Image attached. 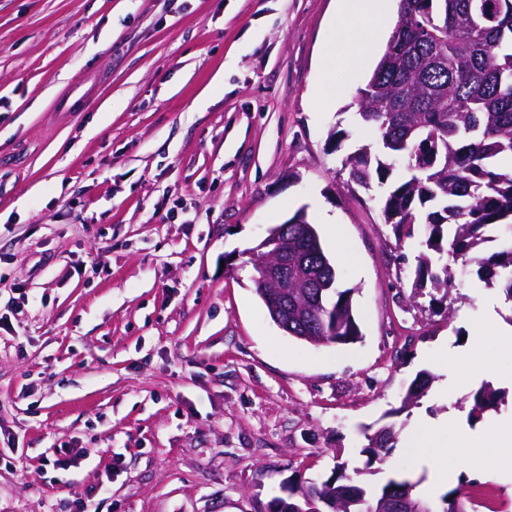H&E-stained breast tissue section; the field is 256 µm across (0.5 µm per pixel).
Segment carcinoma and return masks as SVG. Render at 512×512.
<instances>
[{"mask_svg": "<svg viewBox=\"0 0 512 512\" xmlns=\"http://www.w3.org/2000/svg\"><path fill=\"white\" fill-rule=\"evenodd\" d=\"M385 49L358 97L360 121L377 135L376 153L363 148L343 167L368 190L384 183L387 160L405 156L411 175L394 184L382 206L384 223L398 242L419 238L411 287L448 297L453 266H476L479 280L498 285L512 301V0H399ZM503 227L498 250L490 231ZM288 242L306 252L311 275L332 282L319 289L321 318L310 325L288 310V335L320 345L350 344L361 331L351 290L338 276L320 234L299 210L280 224ZM502 401L491 385L472 395L469 416L478 419ZM394 438L368 437V461L382 460ZM336 476L301 491L296 505L318 512H371L388 493L413 488L390 480L379 492L353 484L345 463Z\"/></svg>", "mask_w": 512, "mask_h": 512, "instance_id": "1", "label": "carcinoma"}]
</instances>
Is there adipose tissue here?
<instances>
[{
  "mask_svg": "<svg viewBox=\"0 0 512 512\" xmlns=\"http://www.w3.org/2000/svg\"><path fill=\"white\" fill-rule=\"evenodd\" d=\"M379 10V0H338L337 23L343 40L335 63H349L354 52L363 45L362 20L374 17ZM417 427L429 440L447 446L445 457L431 469V485L444 483L456 470L471 467V452L475 449L493 457L500 469L512 472V451L500 447L492 431H469L451 415L442 419H421Z\"/></svg>",
  "mask_w": 512,
  "mask_h": 512,
  "instance_id": "1",
  "label": "adipose tissue"
}]
</instances>
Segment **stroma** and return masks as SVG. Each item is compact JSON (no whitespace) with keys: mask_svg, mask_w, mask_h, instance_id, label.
I'll return each instance as SVG.
<instances>
[{"mask_svg":"<svg viewBox=\"0 0 512 512\" xmlns=\"http://www.w3.org/2000/svg\"><path fill=\"white\" fill-rule=\"evenodd\" d=\"M336 0H0V512H268L346 465L354 484L427 480L420 414L512 418V350L485 338L468 384L432 363L467 349L499 289L457 267L413 292L415 241L381 207L406 175L347 182L373 144L357 93L398 13L335 58ZM352 292L362 337L314 346L267 316L246 254L297 210ZM335 235H328L326 219ZM427 394L404 407L411 384ZM395 445L369 463L367 438ZM72 457L75 467L54 468ZM478 512H512V476L467 469ZM472 404L469 410L471 419H478L484 412L495 409L502 401V393L489 384L481 386L472 396Z\"/></svg>","mask_w":512,"mask_h":512,"instance_id":"35a3bbf8","label":"stroma"}]
</instances>
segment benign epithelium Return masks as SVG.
I'll use <instances>...</instances> for the list:
<instances>
[{
    "label": "benign epithelium",
    "instance_id": "benign-epithelium-1",
    "mask_svg": "<svg viewBox=\"0 0 512 512\" xmlns=\"http://www.w3.org/2000/svg\"><path fill=\"white\" fill-rule=\"evenodd\" d=\"M277 248L271 253H265L270 243ZM288 253V238L280 237V231L271 228L268 234L253 249L249 251L250 258L255 265L258 285L268 290L269 305L274 311L288 316V289L297 288L301 280H288L285 272L283 256ZM378 512H424L422 506L406 497L397 501L388 498L381 503Z\"/></svg>",
    "mask_w": 512,
    "mask_h": 512
}]
</instances>
